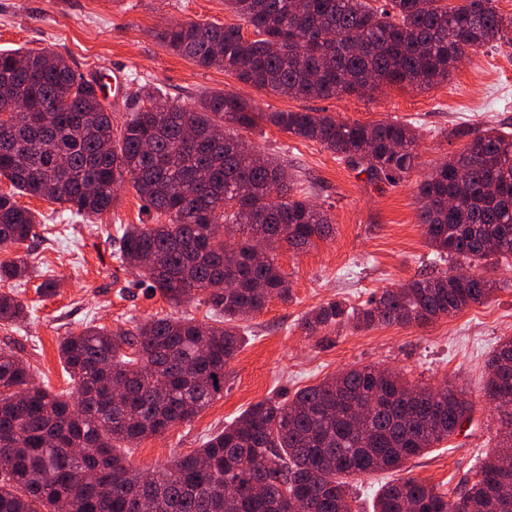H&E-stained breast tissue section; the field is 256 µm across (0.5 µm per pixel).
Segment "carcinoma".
Here are the masks:
<instances>
[{
	"label": "carcinoma",
	"mask_w": 512,
	"mask_h": 512,
	"mask_svg": "<svg viewBox=\"0 0 512 512\" xmlns=\"http://www.w3.org/2000/svg\"><path fill=\"white\" fill-rule=\"evenodd\" d=\"M495 0H224L253 28L177 23L157 38L196 65L222 67L245 84L296 99L359 94L383 84L426 89L447 80L472 50L504 39L512 17ZM98 82L61 56L0 52V252L37 237L30 195L87 219L114 206L128 180L150 224H129L119 259L172 305L206 296L220 325L187 317L145 320L116 331L87 326L59 343L76 395L36 387L29 367L0 350V512H355L347 478L399 470L448 441L472 418L466 392L412 384L370 365L353 367L295 393L266 398L195 452L143 474L129 448L191 421L224 391V369L240 350L239 322L278 297L288 281L257 261L272 237L299 250L331 232L327 214L294 197L288 162L259 157L243 136L262 123L315 141L369 181L395 186L418 164L409 121H338L320 112H260L235 94L201 93L193 106L162 100L142 85L120 129ZM466 149L418 185L419 224L434 260H512V134L471 131ZM453 205H448V199ZM33 265L0 260V283L29 277ZM494 281L460 266L434 270L367 307L337 300L305 314L315 336L352 322L415 325L491 298ZM27 315L0 292V324ZM484 397L502 415L500 439L474 481L441 492L413 477L385 484L374 512H496L494 494L512 484V338L489 361Z\"/></svg>",
	"instance_id": "cac0c4a2"
}]
</instances>
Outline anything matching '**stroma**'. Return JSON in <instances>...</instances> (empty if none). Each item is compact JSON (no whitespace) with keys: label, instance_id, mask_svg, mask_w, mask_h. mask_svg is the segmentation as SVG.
<instances>
[{"label":"stroma","instance_id":"obj_1","mask_svg":"<svg viewBox=\"0 0 512 512\" xmlns=\"http://www.w3.org/2000/svg\"><path fill=\"white\" fill-rule=\"evenodd\" d=\"M224 25L236 18L224 0H0V50L48 51L76 74L105 80L123 67L129 90L158 87L166 99L193 103L202 91L240 95L265 112L310 110L339 121L371 124L399 119L420 133L418 165L395 186L374 184L325 150L276 126L262 124L244 138L261 155L283 157L297 176L295 194L324 207L332 234L299 251L279 247L273 259L287 276L290 299L270 300L248 320L245 342L225 368L224 391L192 421L139 442L134 467L151 471L192 453L264 398L295 392L352 366H377L409 381L463 390L474 404L471 425L431 452L409 461V476L452 490L473 480L480 459L497 441L501 417L483 396L487 361L512 336V265L483 260L472 270L491 276L490 300L423 328L337 325L315 336L299 327L302 316L330 300L364 306L388 288L429 273L433 255L418 222L417 186L433 165L462 152L455 128L494 126L512 131V40L470 52L448 81L421 90L387 85L364 95L295 99L240 82L220 67L202 68L174 54L155 36L185 22ZM18 204L42 213L39 237L0 253L8 260L32 256L37 272L24 282L0 284L28 307L27 317L0 325V349L13 350L36 383L59 393L72 390L59 357V342L87 324L128 328L151 317L173 315L214 323L207 304L172 307L115 258L120 230L145 224L144 202L123 185L119 202L87 220L63 205L21 195ZM59 282L43 296L45 279Z\"/></svg>","mask_w":512,"mask_h":512}]
</instances>
